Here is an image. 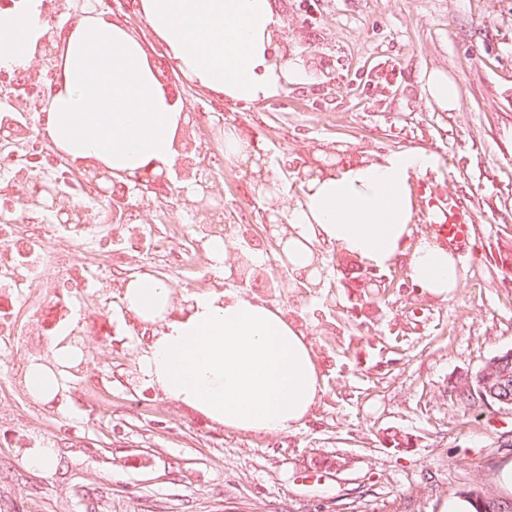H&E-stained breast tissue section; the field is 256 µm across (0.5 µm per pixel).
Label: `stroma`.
<instances>
[{"instance_id": "stroma-1", "label": "stroma", "mask_w": 512, "mask_h": 512, "mask_svg": "<svg viewBox=\"0 0 512 512\" xmlns=\"http://www.w3.org/2000/svg\"><path fill=\"white\" fill-rule=\"evenodd\" d=\"M289 57L311 79L268 100L234 105L183 81L138 9L95 0L143 42L168 94L188 115L160 195L127 194L124 223L106 199L61 182L52 207L31 181L73 169L45 139L42 102L53 57L0 69V111L15 133L0 140V512H448L459 490L512 501L499 475L512 465V412L457 404L451 388L512 351V0H271ZM441 69L460 87L457 110L424 92ZM264 147L283 187L293 166L323 154L377 159L401 150L439 156L416 183L421 224L430 201L460 198L476 230L457 247L461 283L441 299L414 287L406 263L374 320L322 250L314 288L279 261V241L245 167L224 155V126ZM194 183L197 194L181 191ZM79 210L77 224L62 211ZM249 225L241 233V225ZM223 235L233 279L205 243ZM263 264L239 273L243 256ZM168 283L176 309L232 287L279 306L309 336L324 377L302 425L254 434L224 428L164 398L138 372L153 332L122 304L128 277ZM334 290V310L322 308ZM82 351L61 404L31 396L30 362L55 338ZM412 436L390 447L387 431ZM57 454L28 465L38 449Z\"/></svg>"}]
</instances>
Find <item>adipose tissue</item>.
I'll return each mask as SVG.
<instances>
[{"label":"adipose tissue","instance_id":"ef3b65f1","mask_svg":"<svg viewBox=\"0 0 512 512\" xmlns=\"http://www.w3.org/2000/svg\"><path fill=\"white\" fill-rule=\"evenodd\" d=\"M43 3L21 0L0 15V68L27 69L40 52L48 37ZM139 13L187 82L228 101L262 102L305 79L284 52L271 0H139ZM185 121L143 43L85 4L61 40L56 81L44 101L42 131L54 148L118 181L158 175L172 165ZM437 166L435 155L418 151L337 158L300 181L297 195L276 181L256 192L280 203L295 275L315 278L316 249L330 246L376 270L406 260L418 288L445 298L459 285L455 253L416 227L415 180ZM123 303L156 328L137 357L145 381L212 422L287 432L322 392L309 337L278 306L227 290L196 295L179 311L172 288L148 275L129 277ZM73 351L61 344L49 361L32 362L28 391L56 400Z\"/></svg>","mask_w":512,"mask_h":512}]
</instances>
